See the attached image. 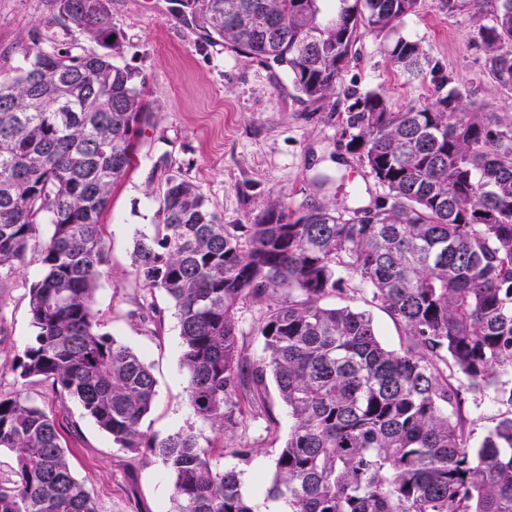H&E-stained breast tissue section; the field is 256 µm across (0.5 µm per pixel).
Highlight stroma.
I'll list each match as a JSON object with an SVG mask.
<instances>
[{
	"instance_id": "obj_1",
	"label": "stroma",
	"mask_w": 512,
	"mask_h": 512,
	"mask_svg": "<svg viewBox=\"0 0 512 512\" xmlns=\"http://www.w3.org/2000/svg\"><path fill=\"white\" fill-rule=\"evenodd\" d=\"M108 12L123 36L120 62L138 74L154 119L140 135L136 162L113 189L103 217L108 253L95 308L104 331L152 368L157 395L144 430L162 439L190 429L204 446L214 434L186 403L174 309L158 291L152 296L155 314H146L134 276V243L139 233L153 230L158 189L167 173L199 186L228 224L247 223L279 197L295 208L323 200L355 207L367 204L379 188L372 177L360 176V164L345 149L343 107L337 101H301L278 68L228 52L223 41L192 20L160 14L157 0H108ZM475 24L469 14L451 15L439 0H426L425 11L408 20L405 33L420 40L456 86L475 91L492 111L512 115V92L487 75ZM36 29L59 42L72 38L56 21L51 0H0V67L21 64L20 46ZM345 82L379 89L396 110L425 95L419 83L391 68L383 47L369 35L361 39ZM162 155L168 167L157 166ZM325 171L335 179L317 189L312 179ZM39 274L32 251L23 272L0 278V393L23 391L56 416L75 474L99 512H169L172 481L159 460L144 449L116 447L77 401L44 383L21 380L14 371L15 358L33 334L28 289ZM265 310L249 303L240 314L238 346L251 361L264 354L257 328ZM264 400L234 434L235 443L253 447V455L243 460L228 448L221 461L224 470L238 473L243 494L256 501L266 495L280 442L292 426L275 387H268Z\"/></svg>"
}]
</instances>
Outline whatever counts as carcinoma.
<instances>
[{
    "label": "carcinoma",
    "mask_w": 512,
    "mask_h": 512,
    "mask_svg": "<svg viewBox=\"0 0 512 512\" xmlns=\"http://www.w3.org/2000/svg\"><path fill=\"white\" fill-rule=\"evenodd\" d=\"M52 2L103 51L35 30L23 64L0 71V275L32 248L41 265L19 377L77 400L118 447L159 459L171 512H256L219 461L242 424L232 400L244 386L262 398L269 378L294 419L267 489L288 512H512V118L475 106L402 33L426 0H330L326 14L323 0H177L225 48L277 66L301 99H343L346 150L382 189L365 206L272 202L225 224L198 186L166 176L154 233L135 241V279L175 310L188 407L221 439L207 448L190 430L147 436L151 369L98 321L101 218L153 112L138 76L114 62L123 44L107 0ZM441 4L478 19L485 70L512 91V0ZM364 34L386 40L391 65L431 97L395 112L380 91L346 86ZM358 297L406 346L382 343ZM248 302L266 304L259 362L238 347ZM490 390L507 410L473 447L461 407ZM61 438L43 406L0 396V449L16 454L0 512H98Z\"/></svg>",
    "instance_id": "obj_1"
}]
</instances>
